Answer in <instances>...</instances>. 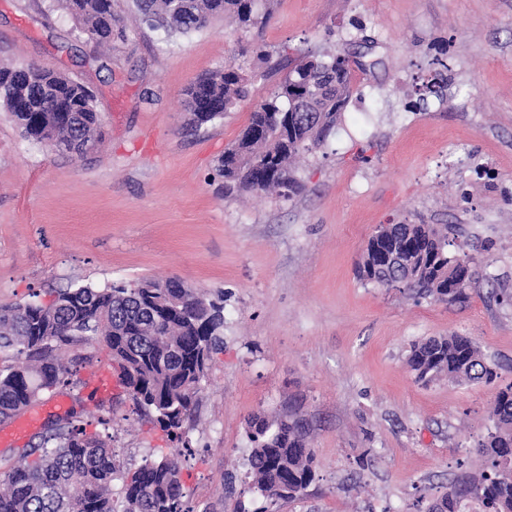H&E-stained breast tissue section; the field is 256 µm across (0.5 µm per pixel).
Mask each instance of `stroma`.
I'll list each match as a JSON object with an SVG mask.
<instances>
[{"mask_svg":"<svg viewBox=\"0 0 512 512\" xmlns=\"http://www.w3.org/2000/svg\"><path fill=\"white\" fill-rule=\"evenodd\" d=\"M122 37L100 48L50 0H0V64H33L89 87L102 140L77 157L28 140L0 110V304L58 289L175 278L224 293V352L198 396L188 446L105 395L116 459L176 454L191 512H426L491 427L494 386L417 382L412 343L470 338L512 382V0H267L262 29L231 19L183 37L117 0ZM264 44L270 60L250 54ZM362 61L291 199L224 197L214 165L299 58ZM236 62L255 73L235 112L195 129L183 89ZM446 64L443 99L406 102ZM382 224H453L476 272L465 299L415 300L359 281ZM92 386L57 390L0 441L16 462L49 416ZM309 432L315 481L292 500L251 493L256 415Z\"/></svg>","mask_w":512,"mask_h":512,"instance_id":"1","label":"stroma"}]
</instances>
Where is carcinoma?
<instances>
[{"label":"carcinoma","mask_w":512,"mask_h":512,"mask_svg":"<svg viewBox=\"0 0 512 512\" xmlns=\"http://www.w3.org/2000/svg\"><path fill=\"white\" fill-rule=\"evenodd\" d=\"M142 21L188 36L212 20L233 18L245 30L259 29L269 13L258 0H132ZM88 40L112 44L120 34L116 0H58ZM351 59L312 56L296 65L269 97L251 112L249 123L218 158L224 194L249 192L290 199L301 189L296 162L318 149L335 127L351 96ZM250 78L227 65L190 84L186 111L201 126L233 111L249 93ZM442 97L437 82L406 103L410 112ZM303 101L307 119L288 130L276 115ZM0 109L33 140L82 154L85 138L100 134V113L91 92L67 75L33 66L27 72L0 65ZM448 225L383 224L363 247L356 275L366 284L397 288L417 298L455 301L473 279L471 259L448 251ZM78 344H101L119 369L140 418L181 441L194 418L198 394L214 357L224 353V292L182 288L180 282L142 279L136 286L81 285L56 292L47 307L0 305V423H5L60 386L76 385L78 367L92 357L70 354ZM419 381L492 385L497 365L465 336L430 338L413 345L407 360ZM493 421L475 448L483 459L477 471H463L427 512H512V383L497 388ZM112 418L101 415L103 431L87 430L70 410L53 419L37 446L0 471V512H190L185 507L182 469L175 456L145 458L121 471L108 433ZM248 437L250 489L270 500L293 499L316 479L314 456L301 419L253 417ZM122 480V510L113 482Z\"/></svg>","instance_id":"obj_1"}]
</instances>
